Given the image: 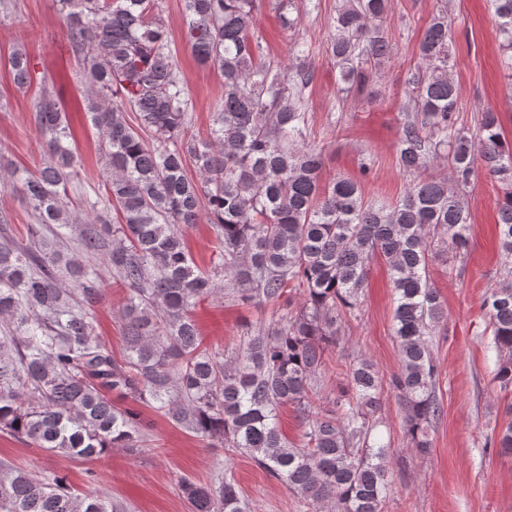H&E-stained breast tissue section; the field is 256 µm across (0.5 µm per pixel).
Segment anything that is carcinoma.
Instances as JSON below:
<instances>
[{"label":"carcinoma","instance_id":"carcinoma-1","mask_svg":"<svg viewBox=\"0 0 512 512\" xmlns=\"http://www.w3.org/2000/svg\"><path fill=\"white\" fill-rule=\"evenodd\" d=\"M80 67L86 111L101 136L107 202L77 238L59 241L78 215L68 189L81 159L58 99L45 85L34 106L48 162L13 173L35 213L23 244L0 224V431L67 458L92 460L137 448L147 425L110 393L149 403L172 423L212 445L245 449L296 492L309 512H384L387 448L374 439L382 379L360 358L346 365L348 389L332 408L313 411L311 394L336 351L339 326L360 306L371 263L385 260L395 294L393 330L401 370L388 387L400 398L409 446L426 455L441 415L438 365L428 336L446 316L430 284L436 244L467 247V188L478 168L506 191L498 207L503 255L512 259V139L497 113H481L478 134L455 126L458 89L451 75L448 17L433 15L419 45L422 66L409 78L410 109L397 161L417 180L396 204L365 199L359 181L321 183V152L309 137L305 90L313 79L308 49L295 42L287 64L261 62L251 29L261 0H184L187 44L195 61L218 68L224 96L210 134L187 127L191 99L157 0H57ZM512 78V0H490ZM389 0H341L327 52L340 80L365 92L369 71L390 59L382 27ZM15 85L31 84L29 59L9 60ZM138 114L139 124L128 120ZM191 160L199 179L189 177ZM444 163L450 175L427 170ZM216 235L223 264L199 271L182 227L201 217ZM106 254L127 287L121 307L126 354L118 358L94 333L90 310L100 274L77 254ZM228 289L243 304L274 307L270 324L246 337L234 361L202 347L192 318L201 301ZM301 296L292 316L275 306ZM482 307L498 358L500 390L512 392V266ZM294 405L305 425L296 447L280 432L276 409ZM512 455V404L495 441ZM190 512H244L232 479L180 483ZM0 512H126L110 497L74 494L59 472L33 475L0 461Z\"/></svg>","mask_w":512,"mask_h":512}]
</instances>
